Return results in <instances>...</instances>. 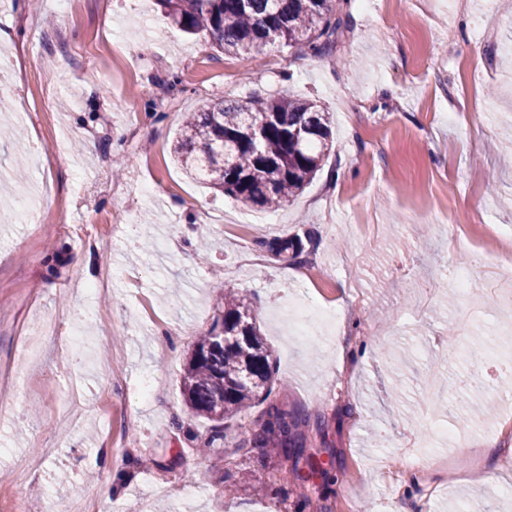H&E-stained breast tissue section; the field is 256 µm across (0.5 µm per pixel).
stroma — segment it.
<instances>
[{
  "mask_svg": "<svg viewBox=\"0 0 512 512\" xmlns=\"http://www.w3.org/2000/svg\"><path fill=\"white\" fill-rule=\"evenodd\" d=\"M24 51L26 82L0 84V204L14 210V155L42 187L41 228L0 222V512H65L72 486L96 491L89 512H512V475L468 476L475 443L512 417V376L492 371L487 342L512 344V287L493 264L478 293L454 292L489 228L512 227V0H354L336 55L274 46L261 59L219 53L187 35L155 0H0V47ZM80 84L81 96L69 89ZM300 95L334 122L322 170L279 209L208 188L173 160L186 113L203 103ZM61 147L44 165L36 145ZM313 231L319 266L264 242ZM108 292H94L102 271ZM237 288L275 368L274 400L306 407L319 471L247 447L262 407L224 425L193 415L180 377L210 328L218 285ZM341 318L331 333L302 305ZM84 336H45L39 321ZM455 329V348L434 339ZM155 388L137 395L143 377ZM457 443L429 435L432 426ZM406 468V484L384 481ZM126 480L118 501L102 488Z\"/></svg>",
  "mask_w": 512,
  "mask_h": 512,
  "instance_id": "obj_1",
  "label": "stroma"
}]
</instances>
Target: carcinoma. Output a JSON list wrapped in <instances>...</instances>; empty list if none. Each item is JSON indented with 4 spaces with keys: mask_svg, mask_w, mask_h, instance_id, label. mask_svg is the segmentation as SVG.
I'll return each instance as SVG.
<instances>
[{
    "mask_svg": "<svg viewBox=\"0 0 512 512\" xmlns=\"http://www.w3.org/2000/svg\"><path fill=\"white\" fill-rule=\"evenodd\" d=\"M184 31L206 33L226 54L252 59L268 47L299 45L312 58L335 53L351 0H157ZM332 136L331 119L311 98L255 97L203 105L182 124L173 154L186 171L211 188L257 207L279 206L302 191L322 169ZM315 235L278 237L268 247L295 259ZM271 352L260 337L245 298L224 291V312L199 337L181 387L190 408L215 422L202 448L224 440L223 421L268 403L251 447L280 458H301L304 408L288 410L270 399L275 382Z\"/></svg>",
    "mask_w": 512,
    "mask_h": 512,
    "instance_id": "carcinoma-1",
    "label": "carcinoma"
}]
</instances>
